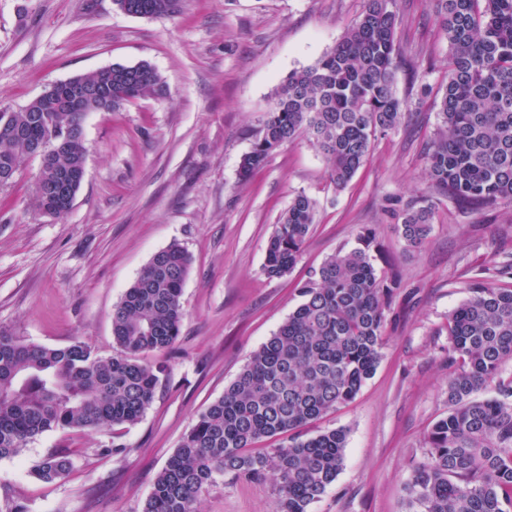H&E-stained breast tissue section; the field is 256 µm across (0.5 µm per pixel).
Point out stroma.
I'll return each mask as SVG.
<instances>
[{
  "mask_svg": "<svg viewBox=\"0 0 512 512\" xmlns=\"http://www.w3.org/2000/svg\"><path fill=\"white\" fill-rule=\"evenodd\" d=\"M361 0H180L178 11L142 18L113 0H0V108L16 109L52 83L114 63L147 62L166 92L83 123L86 169L60 218L29 206L40 161L25 159L0 187V327L53 348L73 341L112 355V312L158 251L182 246L192 264L186 317L168 376L132 427L36 436L0 458V512H143L153 482L198 414L220 398L250 356L301 303L300 288L336 251L375 237L370 254L400 287L386 310L382 357L356 397L308 424L342 429L344 462L308 512H406L405 484L428 451L433 424L448 413V315L468 282L512 252V205L473 208L439 198L431 233L418 247L398 215L433 189L426 142L438 124L434 91L448 41L430 0H395L396 93L406 114L379 138L342 190L305 137L269 157L248 183L238 176L281 82L332 48ZM316 203L302 254L282 278L263 271L267 241L297 193ZM124 451L108 454L112 444ZM65 448L60 481L33 471ZM269 485L224 480L200 512H270Z\"/></svg>",
  "mask_w": 512,
  "mask_h": 512,
  "instance_id": "obj_1",
  "label": "stroma"
}]
</instances>
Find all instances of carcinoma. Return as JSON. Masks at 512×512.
<instances>
[{
	"mask_svg": "<svg viewBox=\"0 0 512 512\" xmlns=\"http://www.w3.org/2000/svg\"><path fill=\"white\" fill-rule=\"evenodd\" d=\"M145 18L170 16L179 0H113ZM393 0H362L336 45L313 65L288 74L275 93L251 150L240 162L249 180L280 146L306 135L323 153L330 183L346 188L375 141L396 130L404 102L396 94L397 17ZM448 40L445 84L436 95L438 126L425 157L431 186L471 205L512 204V0H432ZM92 95L81 109L57 105L59 85L17 110H0V186L14 180L33 145L54 133L74 135L41 159L31 195L36 211L59 218L50 186L85 172L83 121L134 100L160 97L165 83L147 62L114 63L68 79ZM437 202L431 197L399 214L404 239L422 245ZM315 201L296 194L266 247L264 273L282 278L297 263L315 223ZM364 246L338 251L301 286L302 303L256 351L224 395L196 418L154 480L143 512H198L217 479L271 486V512H308L342 469L346 432L309 436L303 428L356 396L381 359L388 299L400 287L382 279ZM191 257L177 244L155 253L112 314L116 352L102 356L81 341L63 348L21 342L0 327V458L20 455L52 430L85 433L132 426L154 403L167 368L147 355L172 348L185 310L183 284ZM498 277H478L448 318L449 353L460 363L448 379V415L428 434L429 452L406 485L408 512H512V262ZM497 381L501 399L473 394ZM274 440L267 448L256 444ZM72 467L56 449L36 470L46 482Z\"/></svg>",
	"mask_w": 512,
	"mask_h": 512,
	"instance_id": "obj_1",
	"label": "carcinoma"
}]
</instances>
